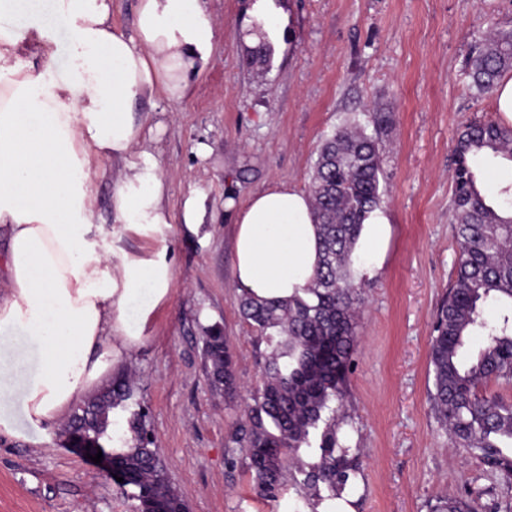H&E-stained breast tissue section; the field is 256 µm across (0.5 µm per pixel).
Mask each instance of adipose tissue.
<instances>
[{
    "mask_svg": "<svg viewBox=\"0 0 512 512\" xmlns=\"http://www.w3.org/2000/svg\"><path fill=\"white\" fill-rule=\"evenodd\" d=\"M39 0H0V434L46 431L112 379L146 338L173 271L162 258L107 246L92 223V165L124 169L116 223L168 225L166 185L135 116L143 99L185 98L206 69L214 30L206 0H139L133 32L112 22V0H52L72 34L56 66L54 31ZM392 217L371 211L357 250L382 266ZM238 292L284 300L310 284L318 233L308 193L276 180L234 210ZM139 327L128 317L142 293Z\"/></svg>",
    "mask_w": 512,
    "mask_h": 512,
    "instance_id": "adipose-tissue-1",
    "label": "adipose tissue"
}]
</instances>
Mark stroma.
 I'll return each mask as SVG.
<instances>
[{"mask_svg": "<svg viewBox=\"0 0 512 512\" xmlns=\"http://www.w3.org/2000/svg\"><path fill=\"white\" fill-rule=\"evenodd\" d=\"M253 4L207 0L218 39L192 95L140 105L160 127L154 154L173 223L144 234L113 223L117 171L100 182L94 210L116 248L165 254L173 269L145 344L121 366L170 484L187 512H430L441 497L512 512V479L451 447L429 404L432 329L458 258L453 147L465 125L498 117L493 98L475 96L468 61L489 26L512 27V0H274L268 21L281 38L261 68L249 65L242 35ZM376 112L391 117L377 137L382 204L394 222L381 269L357 275L364 304L338 432L357 469L332 493L289 478L263 498L225 448L266 355L239 311L232 208L274 180L308 189L324 137L348 116L367 124ZM191 196L204 213L195 231L181 221ZM213 323L242 384L231 404L204 371L201 329ZM60 433L0 435V512H134Z\"/></svg>", "mask_w": 512, "mask_h": 512, "instance_id": "1", "label": "stroma"}]
</instances>
